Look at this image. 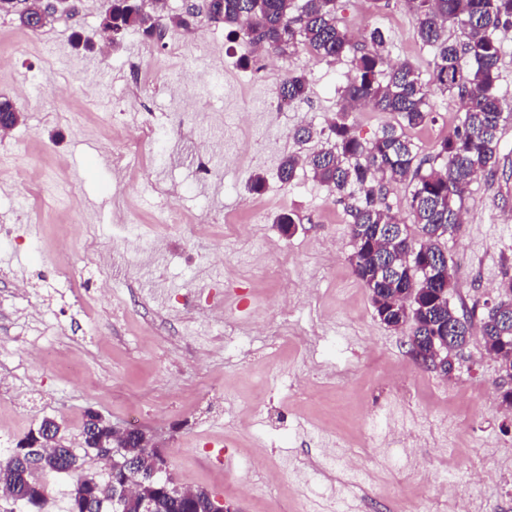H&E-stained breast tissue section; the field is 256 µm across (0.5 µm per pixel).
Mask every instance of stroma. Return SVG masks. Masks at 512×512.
I'll return each instance as SVG.
<instances>
[{
  "label": "stroma",
  "instance_id": "1",
  "mask_svg": "<svg viewBox=\"0 0 512 512\" xmlns=\"http://www.w3.org/2000/svg\"><path fill=\"white\" fill-rule=\"evenodd\" d=\"M338 4L349 29L388 34L392 63L429 72L405 0ZM76 5L35 33L0 14V96L20 112L0 137V225L13 227L0 240V453L50 418L85 474L106 480L80 445L93 410L150 437L178 487L238 512H458L470 490L444 492L443 478L477 465L506 475L485 485L479 512H512V413L499 410V364L480 335L451 377L416 364L407 330L378 320L353 272L345 203L308 168L277 178L284 155L321 147L293 133L334 118L349 60L302 50L256 79L239 62L245 46L203 14L102 48L106 0ZM77 34L94 50L75 48ZM501 40L497 170L471 183L443 241L451 302L478 319L512 277V29ZM132 66L151 77L146 100L129 91ZM185 68L197 79L177 114L170 91ZM294 71L310 95L278 110ZM434 101L433 122L409 132L423 159L462 117L458 99ZM20 170L36 191L16 186ZM174 207L185 223H170ZM284 211L294 233L275 222ZM255 448L267 451L259 466ZM329 448L353 450L367 482L326 469Z\"/></svg>",
  "mask_w": 512,
  "mask_h": 512
}]
</instances>
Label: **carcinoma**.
Segmentation results:
<instances>
[{
  "mask_svg": "<svg viewBox=\"0 0 512 512\" xmlns=\"http://www.w3.org/2000/svg\"><path fill=\"white\" fill-rule=\"evenodd\" d=\"M417 19L416 37L433 52L428 79L410 62L387 63L389 42L377 28L353 37L336 17V0H209L206 15L228 29V36L249 49L267 48L280 55L305 50L325 61L350 59L351 70L338 91L339 107L328 126L324 145L303 157L289 155L278 169L279 179L287 184L304 163L313 177L339 198L348 201L350 233L354 242L351 265L355 275L369 290L379 320L396 328L408 320L417 336L419 354L428 368L449 376L454 371L458 351L471 336L472 322L451 306L455 288L448 255L442 240L459 230L465 191L481 174H493L503 122V103L499 95V62L502 44L499 34L512 27V0H406ZM49 15V6L32 0L30 9L18 12L21 24L35 32L31 17L34 9ZM188 26V17L166 18L142 10L137 0H112L101 27L112 29L116 39L130 28L148 37L165 28L167 22ZM458 28L462 40L448 36ZM458 99L464 107L461 125L440 143L434 160L440 165L424 168L416 146L405 130L424 127L435 112L431 88ZM310 94L306 74L288 73L278 86V96L297 103ZM365 102L379 112H390L397 122L382 127L364 143L351 130L349 114L354 105ZM406 182L411 186L407 200L416 226L410 233L386 204L391 185ZM397 227L390 239L379 228ZM438 259L432 275L414 277L406 255ZM453 333H448V329ZM480 333L488 355L500 371H512V310L490 309L481 322ZM452 335L447 349L437 353L444 336ZM41 426L52 430L45 443L41 469L73 479L72 493L95 492L99 502L118 498L124 512H139L142 499L122 496L117 475L98 481L80 472L79 457L58 437L50 422ZM81 446L96 456L135 458L144 449L139 439L129 435L121 447L112 448V424L94 411L86 414ZM132 478L141 484L143 496L151 501L153 512H211V493L195 490L188 501L182 489L172 486L166 492L153 490L148 469ZM43 486L32 479L28 461L9 454L0 459V493L18 507L43 495Z\"/></svg>",
  "mask_w": 512,
  "mask_h": 512,
  "instance_id": "cac0c4a2",
  "label": "carcinoma"
}]
</instances>
